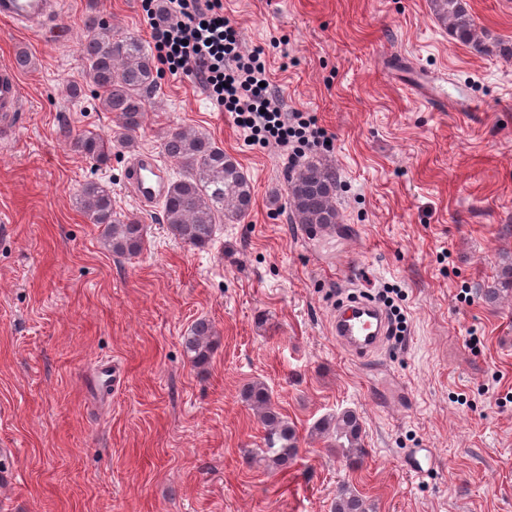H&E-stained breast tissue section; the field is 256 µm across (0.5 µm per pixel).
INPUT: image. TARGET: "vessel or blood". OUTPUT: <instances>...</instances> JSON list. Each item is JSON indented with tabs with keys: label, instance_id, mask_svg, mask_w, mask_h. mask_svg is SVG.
Here are the masks:
<instances>
[{
	"label": "vessel or blood",
	"instance_id": "b4317fda",
	"mask_svg": "<svg viewBox=\"0 0 512 512\" xmlns=\"http://www.w3.org/2000/svg\"><path fill=\"white\" fill-rule=\"evenodd\" d=\"M59 0H0V19L37 32L54 29L59 19ZM28 99L13 63L0 64V136L15 135ZM127 184L140 206L148 207L164 197L167 178L159 159L146 152L132 163ZM336 342L348 352L364 356L375 350L387 334L385 313L375 305L359 302L337 313L332 322Z\"/></svg>",
	"mask_w": 512,
	"mask_h": 512
}]
</instances>
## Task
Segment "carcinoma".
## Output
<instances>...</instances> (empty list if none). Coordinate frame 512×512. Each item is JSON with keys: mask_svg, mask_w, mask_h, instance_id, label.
Listing matches in <instances>:
<instances>
[{"mask_svg": "<svg viewBox=\"0 0 512 512\" xmlns=\"http://www.w3.org/2000/svg\"><path fill=\"white\" fill-rule=\"evenodd\" d=\"M430 6L458 41L478 52L486 51L464 0H430ZM79 49L86 61V81L103 90V107L116 114L122 142L132 146L134 134L145 123L150 101L157 92L158 72L152 52L137 37L115 36L112 27L94 15L85 21ZM111 144L100 135L84 134L74 139L73 148L103 165L109 160ZM163 148L187 168V175L170 183L161 206L163 222L176 239L203 248L213 240L220 221L246 215L251 205V185L238 162L207 133L174 130L167 135ZM336 185L335 168L315 161L303 165L290 178L288 188L289 207L298 223L321 227L339 223ZM78 203L90 223L103 227L104 242L112 254L132 256L140 252L145 226L114 210L107 186L97 181L84 183ZM213 336L209 320L201 318L192 325L184 345L193 365L202 367L210 362ZM243 398L265 430L264 447L248 452L250 463L267 469L287 465L296 455L298 436L275 407L269 388L262 382H252L244 388ZM313 432L334 435L343 455L355 463L366 454L362 424L353 410L319 420ZM333 512H372V506L355 488L343 484L336 494Z\"/></svg>", "mask_w": 512, "mask_h": 512, "instance_id": "obj_1", "label": "carcinoma"}]
</instances>
